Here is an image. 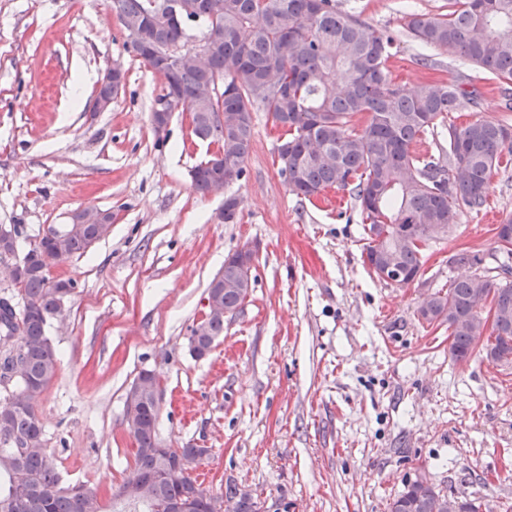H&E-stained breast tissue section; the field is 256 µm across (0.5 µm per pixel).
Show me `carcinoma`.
Listing matches in <instances>:
<instances>
[{
	"instance_id": "carcinoma-1",
	"label": "carcinoma",
	"mask_w": 512,
	"mask_h": 512,
	"mask_svg": "<svg viewBox=\"0 0 512 512\" xmlns=\"http://www.w3.org/2000/svg\"><path fill=\"white\" fill-rule=\"evenodd\" d=\"M160 0H118L119 22L142 27L145 41L177 49L185 44V23L167 18ZM194 14L207 23V65L185 64L172 71L166 59L135 48L133 52L170 92L187 104L193 136L224 150V159L207 158L196 169V192L214 184L229 186L244 173L254 136V113L270 115L281 134L277 145L280 175L298 198L310 200L332 187L350 188L363 224L366 263L380 280L403 286L421 277L422 247L433 237L410 236L411 226L432 224L446 233L456 208L483 209L494 170L512 161L507 126L475 120L447 126L448 113L462 103L477 104L473 79L427 80L403 90L388 79L386 63L394 39L375 31L336 0H192ZM404 30L425 45L448 50L495 76L512 80V0H450L438 16L411 14ZM220 93L212 96L209 88ZM224 112V123L208 113ZM448 129L438 154L421 155L413 145ZM96 225L47 228L26 251L24 272L15 287L22 305L0 299V337L14 333L16 345L0 351V383L18 358L24 373L4 387L0 403V512H171L198 501L210 512L211 499L193 474L160 478L150 501L122 499L125 486L166 469L159 452L158 405L142 398L128 423L136 441L133 469L117 491L100 493L81 482H66L55 453L46 447L39 416L44 391L58 367L47 335L50 313L63 300L54 287L51 265L82 255L96 242ZM501 276L480 273L455 279L448 293L429 295L420 309L429 322L448 324L450 351L466 360L476 350L496 362L512 361V267ZM251 285L222 288L221 301L238 310ZM490 302L482 315V302ZM189 342L196 356L212 338L224 335V319L200 322ZM236 504L234 512H258V502L235 484L220 492ZM481 503L435 486L425 471L405 483L388 512H480Z\"/></svg>"
}]
</instances>
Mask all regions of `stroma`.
<instances>
[{"mask_svg": "<svg viewBox=\"0 0 512 512\" xmlns=\"http://www.w3.org/2000/svg\"><path fill=\"white\" fill-rule=\"evenodd\" d=\"M337 3L394 37L393 84L471 76L480 104L449 113V123L512 125L497 82L407 36V14L447 13L448 0ZM424 56L430 67L419 65ZM114 61L125 87L95 111ZM158 91L108 0H0V225L16 227L25 250L78 210L112 213L106 237L50 269L76 283L48 327L59 366L40 407L63 478L122 485L135 446L125 397L149 370L160 382L163 444L209 449L199 482L251 489L261 512H388L421 468L488 512H512V362L454 359L447 325L419 315L427 295L464 275L453 254L476 251L494 265L495 225L459 207L452 233L426 246L421 278L385 284L365 262L348 190L311 201L289 192L264 112L245 172L228 188L238 220L224 223V196L193 188L208 145L188 113L155 133ZM247 248L250 293L212 351L195 357L189 336L207 287Z\"/></svg>", "mask_w": 512, "mask_h": 512, "instance_id": "stroma-1", "label": "stroma"}]
</instances>
